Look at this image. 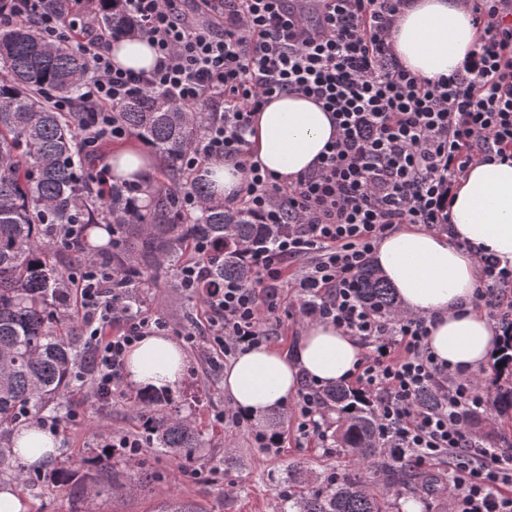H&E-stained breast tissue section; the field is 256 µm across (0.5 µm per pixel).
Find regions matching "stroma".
I'll list each match as a JSON object with an SVG mask.
<instances>
[{"label": "stroma", "instance_id": "1", "mask_svg": "<svg viewBox=\"0 0 512 512\" xmlns=\"http://www.w3.org/2000/svg\"><path fill=\"white\" fill-rule=\"evenodd\" d=\"M142 300L144 309L168 323L167 335L173 339L179 330L207 321L204 303L167 283L146 289ZM183 349L187 363L182 382L172 393V407L185 422L207 429L206 447L179 463L148 445L137 462L115 456V477L123 488L97 495L93 476L105 445L113 434L142 429L140 411L133 405L138 390L121 383L111 407L105 410L87 389L75 388L68 400V415L55 433V457L23 470L24 476L38 478L36 486L16 489L26 512H159L173 499L193 505L198 512H280L281 481L288 464L301 465L318 480L350 470L348 459L339 454L333 441L300 437L296 420L286 417L284 409L252 419L246 428L217 423V415L229 404L224 394V364L212 362L201 344L187 343ZM269 426L283 440V449L275 457L264 456L249 436L250 428ZM67 468L83 478L84 496L73 495L68 487L56 483L57 472ZM138 474L145 477L142 486L129 485L128 476Z\"/></svg>", "mask_w": 512, "mask_h": 512}]
</instances>
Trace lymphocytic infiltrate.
Listing matches in <instances>:
<instances>
[{"label": "lymphocytic infiltrate", "mask_w": 512, "mask_h": 512, "mask_svg": "<svg viewBox=\"0 0 512 512\" xmlns=\"http://www.w3.org/2000/svg\"><path fill=\"white\" fill-rule=\"evenodd\" d=\"M6 2L1 25L24 20L48 38L74 34L89 56L79 98L53 103L60 112L91 113L81 127L85 151L125 137L116 113L133 92L204 106V130L186 151L184 170L195 175L213 161L239 167L245 186L236 204L256 223L282 225L272 245L241 247L251 284L205 288L203 244L179 266L181 288L205 298L209 349L230 359L269 343L279 291L293 287L303 318L332 323L361 343L355 383L369 401L378 447L400 463L447 460L452 512H512V448L467 428L470 417L491 411V397L435 360L427 317L367 304L357 286L385 235L402 224L448 229L453 189L471 164L512 153V0H472L480 43L463 68L432 82L393 52L404 0H196L210 17L201 24L178 0H122L157 55L154 68L141 72L115 68L103 32L84 26L99 0H76L68 11L44 0ZM288 93L330 112L338 136L310 172L283 185L253 160L246 134L255 112ZM95 266L85 254L65 293L81 316L91 393L108 403L128 350L164 324L115 298ZM475 297L511 335L512 268L481 256ZM428 388L439 398L426 408L417 399ZM323 392L306 381L291 409L303 437L323 434Z\"/></svg>", "instance_id": "f902f5d3"}]
</instances>
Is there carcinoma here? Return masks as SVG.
<instances>
[{"mask_svg":"<svg viewBox=\"0 0 512 512\" xmlns=\"http://www.w3.org/2000/svg\"><path fill=\"white\" fill-rule=\"evenodd\" d=\"M101 24L123 38L140 35L139 24L120 0H101ZM91 63L61 40L48 42L28 22L0 26V438L19 421L60 410L76 382L84 357L83 336L65 311L62 292L72 265L49 264L46 254L64 246V230L82 226L81 235L109 223L129 208V183L102 186L93 181L91 158L81 150L83 116L59 112L50 101L76 99L90 77ZM119 122L152 146L172 172L182 171L184 152L201 137L205 113L179 107L154 93L135 92L116 113ZM212 184L197 181L194 191L207 198L203 208L183 213L181 189L158 185L151 204L112 224V241L88 244L98 264L116 270L121 281L112 290L140 307V292L166 280L179 287L177 269L193 255L198 241L214 246L207 258L206 286L234 279L252 282V271L239 259L244 242L268 244L277 224H257L241 209L211 201ZM368 304L398 309L393 289L372 264L358 275ZM499 383L492 409L512 410V356L496 362ZM169 394L150 391L137 402L153 407L146 418L145 440L175 460L188 459L201 447L203 434L168 408ZM327 412L336 415L331 438L354 469L327 475L315 486L287 469L280 512H393L398 498L413 487L416 474L390 463L375 444L369 407L344 386L328 388Z\"/></svg>","mask_w":512,"mask_h":512,"instance_id":"cac0c4a2","label":"carcinoma"}]
</instances>
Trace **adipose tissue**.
Returning <instances> with one entry per match:
<instances>
[{
    "label": "adipose tissue",
    "mask_w": 512,
    "mask_h": 512,
    "mask_svg": "<svg viewBox=\"0 0 512 512\" xmlns=\"http://www.w3.org/2000/svg\"><path fill=\"white\" fill-rule=\"evenodd\" d=\"M482 31L470 0H407L392 29L399 60L423 79L449 76L476 48ZM115 67L152 69L156 54L147 37L111 42ZM336 125L311 99L284 94L256 112L248 140L251 153L278 182L291 183L312 170ZM107 161L114 176L151 182L157 157L139 146L113 147ZM450 230L440 234L404 224L386 235L372 255L406 311L428 317V347L437 361L461 376L485 370L497 352L496 329L473 297L480 255L512 268V158L473 164L455 187ZM362 348L356 337L329 323L310 324L292 353L261 345L239 353L224 367V393L243 416L255 418L283 407L302 378L324 386L353 380ZM186 356L170 337L141 338L128 353L126 375L136 387L178 386ZM18 459L40 465L56 453V441L32 427L14 440Z\"/></svg>",
    "instance_id": "1"
}]
</instances>
